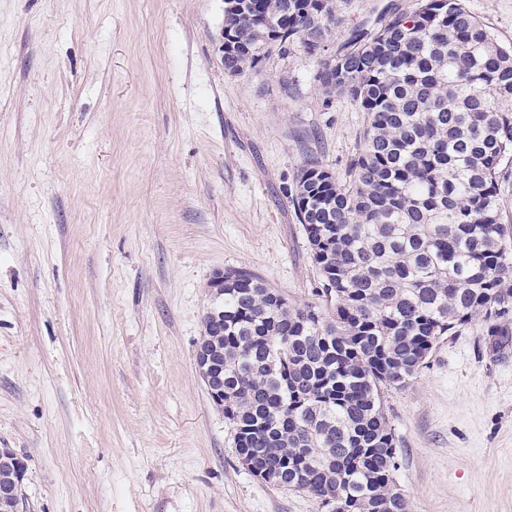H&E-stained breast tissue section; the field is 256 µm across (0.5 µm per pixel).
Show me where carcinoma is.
I'll use <instances>...</instances> for the list:
<instances>
[{
	"mask_svg": "<svg viewBox=\"0 0 512 512\" xmlns=\"http://www.w3.org/2000/svg\"><path fill=\"white\" fill-rule=\"evenodd\" d=\"M337 2L224 0V72L244 75L297 45L318 58L323 93L366 114L347 179L309 161L289 195L326 310L230 269L224 319L206 313L202 327L223 366L236 456L264 483L343 512H409L391 492L383 390L406 387L473 319L512 318V225L496 191L512 161V47L463 0H418L326 56Z\"/></svg>",
	"mask_w": 512,
	"mask_h": 512,
	"instance_id": "carcinoma-1",
	"label": "carcinoma"
}]
</instances>
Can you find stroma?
<instances>
[{"instance_id":"stroma-1","label":"stroma","mask_w":512,"mask_h":512,"mask_svg":"<svg viewBox=\"0 0 512 512\" xmlns=\"http://www.w3.org/2000/svg\"><path fill=\"white\" fill-rule=\"evenodd\" d=\"M416 0H338L340 50ZM512 45V0H463ZM224 0H0V448L19 512H328L239 462L195 349L215 272L321 280L288 199L365 114L302 48L224 73ZM410 512H512V335L474 319L383 393ZM17 460V467L11 476H0V499L15 500L17 498L15 494L22 487L27 471V464L20 457H18Z\"/></svg>"}]
</instances>
